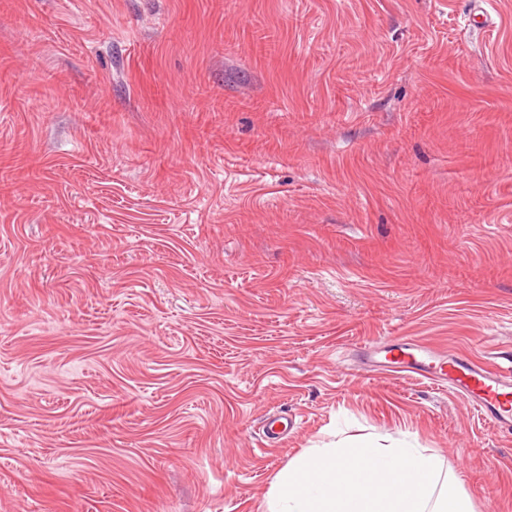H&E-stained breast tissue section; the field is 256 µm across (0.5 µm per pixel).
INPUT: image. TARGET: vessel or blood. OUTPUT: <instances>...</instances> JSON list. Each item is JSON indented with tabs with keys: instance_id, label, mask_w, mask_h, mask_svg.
Here are the masks:
<instances>
[{
	"instance_id": "b4317fda",
	"label": "vessel or blood",
	"mask_w": 512,
	"mask_h": 512,
	"mask_svg": "<svg viewBox=\"0 0 512 512\" xmlns=\"http://www.w3.org/2000/svg\"><path fill=\"white\" fill-rule=\"evenodd\" d=\"M364 356L369 367L447 385L471 403L485 422L512 433V364L502 365L494 354L479 362L417 341L397 350L371 343L365 345Z\"/></svg>"
}]
</instances>
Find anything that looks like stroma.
Instances as JSON below:
<instances>
[{"instance_id": "stroma-1", "label": "stroma", "mask_w": 512, "mask_h": 512, "mask_svg": "<svg viewBox=\"0 0 512 512\" xmlns=\"http://www.w3.org/2000/svg\"><path fill=\"white\" fill-rule=\"evenodd\" d=\"M495 2L0 0V512H267L336 436L512 512V434L361 356L512 354Z\"/></svg>"}]
</instances>
